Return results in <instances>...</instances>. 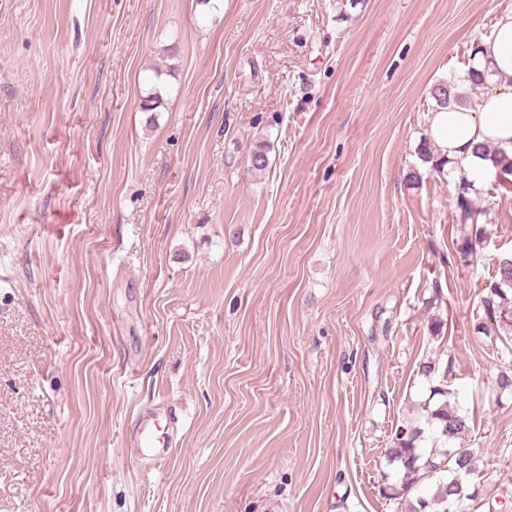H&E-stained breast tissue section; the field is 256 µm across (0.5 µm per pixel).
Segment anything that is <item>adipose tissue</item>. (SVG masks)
Wrapping results in <instances>:
<instances>
[{
  "instance_id": "ef3b65f1",
  "label": "adipose tissue",
  "mask_w": 512,
  "mask_h": 512,
  "mask_svg": "<svg viewBox=\"0 0 512 512\" xmlns=\"http://www.w3.org/2000/svg\"><path fill=\"white\" fill-rule=\"evenodd\" d=\"M474 66L488 73L484 94L476 104L430 113L427 134L436 152L478 190L492 164L474 154L475 145H495L512 156V11L501 14L493 36L480 42Z\"/></svg>"
}]
</instances>
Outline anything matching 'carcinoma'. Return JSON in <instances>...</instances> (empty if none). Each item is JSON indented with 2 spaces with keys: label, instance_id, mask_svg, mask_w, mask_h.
<instances>
[{
  "label": "carcinoma",
  "instance_id": "carcinoma-1",
  "mask_svg": "<svg viewBox=\"0 0 512 512\" xmlns=\"http://www.w3.org/2000/svg\"><path fill=\"white\" fill-rule=\"evenodd\" d=\"M486 74L473 66L436 84L431 90L435 109H446L467 101L465 92L485 87ZM477 154L490 160L500 175L512 174V159L505 150L479 145ZM416 154L430 169L439 171L448 160L435 154L431 142L422 140ZM249 170L265 171L269 166L267 147L257 145L248 156ZM455 211L459 237L456 253L472 265L486 242L487 230L479 224L484 209L470 195L467 176L458 177L455 185ZM483 315L477 318V331L486 335L497 332L508 321L512 309V258L502 259L495 270V283L481 299ZM452 359L443 362L428 358L419 364V373L428 383L429 395L419 405L421 416L396 426L392 447L386 456L396 473L395 482L386 486L388 497L405 506V512H461L467 500L481 495V470L477 451L470 446L469 415L456 401V392L448 388Z\"/></svg>",
  "mask_w": 512,
  "mask_h": 512
}]
</instances>
